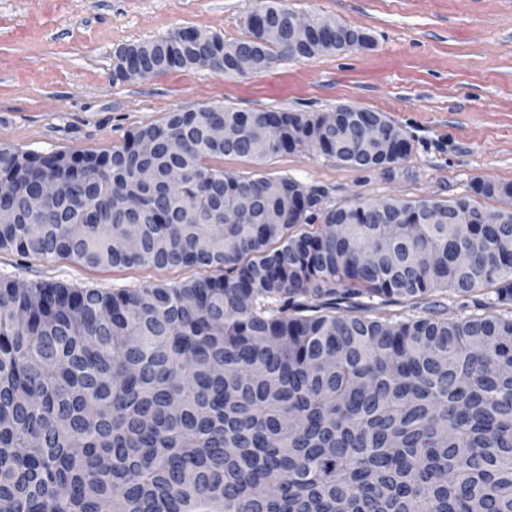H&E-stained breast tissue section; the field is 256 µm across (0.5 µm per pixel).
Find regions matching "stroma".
I'll return each instance as SVG.
<instances>
[{
    "label": "stroma",
    "instance_id": "35a3bbf8",
    "mask_svg": "<svg viewBox=\"0 0 512 512\" xmlns=\"http://www.w3.org/2000/svg\"><path fill=\"white\" fill-rule=\"evenodd\" d=\"M267 0H0V147L107 153L138 126L193 105L241 111L383 113L412 143L394 174L340 165L313 148L264 160L227 156L234 175L290 177L316 213L391 196L466 193L474 178L512 183V0H276L306 18L368 34L369 46L279 58L245 75L189 67L115 75L120 47L195 28L232 42ZM203 268H92L0 250V277L112 291L178 285Z\"/></svg>",
    "mask_w": 512,
    "mask_h": 512
}]
</instances>
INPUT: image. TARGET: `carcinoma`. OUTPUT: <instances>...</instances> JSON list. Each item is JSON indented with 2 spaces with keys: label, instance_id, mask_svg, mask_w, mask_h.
<instances>
[{
  "label": "carcinoma",
  "instance_id": "1",
  "mask_svg": "<svg viewBox=\"0 0 512 512\" xmlns=\"http://www.w3.org/2000/svg\"><path fill=\"white\" fill-rule=\"evenodd\" d=\"M291 15L269 4L232 43L186 28L129 45L115 69L148 78L220 54L230 74L245 51L265 66L288 56L269 23ZM219 122L241 138L211 139ZM365 128L399 135L366 108L201 105L106 154L0 149L17 186L0 250L219 270L116 292L0 281V512H512V208L481 202H511L512 184L373 199L317 225L296 180L207 164L310 145L391 172L410 155L406 137L385 158L357 154ZM48 178L72 195L44 197ZM268 207L283 223H263ZM450 217L471 223L450 235ZM451 305L471 312L444 316Z\"/></svg>",
  "mask_w": 512,
  "mask_h": 512
}]
</instances>
